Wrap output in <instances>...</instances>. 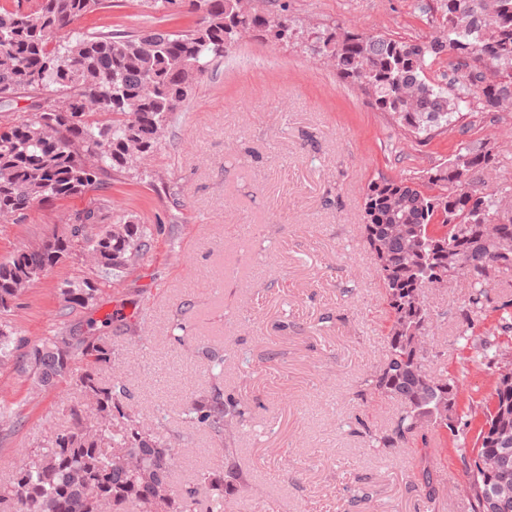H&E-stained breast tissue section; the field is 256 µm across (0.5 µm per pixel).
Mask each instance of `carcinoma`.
<instances>
[{
  "label": "carcinoma",
  "mask_w": 512,
  "mask_h": 512,
  "mask_svg": "<svg viewBox=\"0 0 512 512\" xmlns=\"http://www.w3.org/2000/svg\"><path fill=\"white\" fill-rule=\"evenodd\" d=\"M184 5L203 10L184 31H87L66 44L57 35L108 0H39L31 13L0 8V99L30 101L0 116L1 224L24 222L36 203L93 190L153 152L173 112L251 32L303 46L328 63L392 116L403 141L464 135L485 122L512 137V0H425L422 12L440 17L446 34L422 38L306 26L287 14L273 21L243 0ZM442 59L448 72L439 80L432 68ZM501 147L495 139L462 142L433 175L380 177L368 187L361 224L392 314L384 366L371 386L402 406L396 426L375 441L384 449L425 445L438 428L454 436L460 423L475 426L466 468L473 512H512V347L488 336L480 342V363L497 381L469 420L457 410L467 371L428 375L419 353L429 320L425 289L442 275L461 278L474 289L466 313H478L492 274L512 270V184L487 190L481 179ZM147 232L124 215L104 223L102 203L89 202L68 216L63 231L0 262V317L38 272L74 253L97 278L67 281L60 296L68 309L88 306L99 278L135 265ZM20 348L0 328V362L20 359ZM77 359L85 403L68 406L72 427L53 433L42 450L20 449L25 461L0 484V512H223L225 489L242 482L239 470L202 468L196 486L177 490L171 477L179 449L129 407L124 386L100 377L112 363L106 337L61 327L26 354L44 388ZM244 414L224 404L217 385L185 409L220 440Z\"/></svg>",
  "instance_id": "cac0c4a2"
}]
</instances>
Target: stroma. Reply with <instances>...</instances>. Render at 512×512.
Returning <instances> with one entry per match:
<instances>
[{"instance_id": "1", "label": "stroma", "mask_w": 512, "mask_h": 512, "mask_svg": "<svg viewBox=\"0 0 512 512\" xmlns=\"http://www.w3.org/2000/svg\"><path fill=\"white\" fill-rule=\"evenodd\" d=\"M302 23L353 24L405 37L438 33L420 0H250ZM193 19L183 4L152 12L146 0H112L77 31H177ZM494 125L467 136L405 143L396 159L393 120L339 80L303 47L244 35L174 112L157 149L136 169L90 194L32 207L21 224H0V260L64 227L90 200L133 216L151 231L134 267L113 272L93 305L63 310V282L90 276L81 258L63 259L11 306L8 320L24 348L57 327L98 335L112 347L103 380L122 384L134 410L174 437L182 459L176 487L202 468L233 464L245 491L228 492L224 512H472L465 459L471 441L441 433L440 454L422 444L388 452L371 435L391 429L400 405L373 393L387 349L390 313L375 261L359 227L369 183L396 168L447 162L460 141L498 137ZM156 176L140 179V171ZM470 290L454 281L429 289L430 340L421 352L431 375L468 369L472 392L488 395L494 377L470 363L473 341L511 315L512 272L486 287L481 313L464 321ZM110 326H100L105 314ZM185 326L181 343L166 328ZM224 360L213 375L212 357ZM80 365L51 389L11 361L0 364V483L19 466L17 449H39L66 429L63 402H77ZM219 385L246 409L230 439L185 421L187 403ZM429 463L437 493L417 472Z\"/></svg>"}]
</instances>
